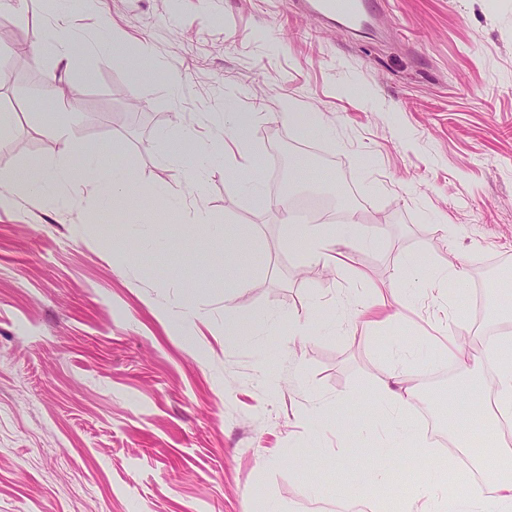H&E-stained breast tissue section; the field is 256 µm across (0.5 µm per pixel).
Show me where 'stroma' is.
Wrapping results in <instances>:
<instances>
[{"instance_id": "35a3bbf8", "label": "stroma", "mask_w": 512, "mask_h": 512, "mask_svg": "<svg viewBox=\"0 0 512 512\" xmlns=\"http://www.w3.org/2000/svg\"><path fill=\"white\" fill-rule=\"evenodd\" d=\"M375 8L362 33L294 0H0V171L70 160L46 132L67 121L155 196L142 226L82 185L0 210V512H336L340 495L397 512L423 488L427 512H456L447 488L470 481L422 413L455 415L448 438L475 446L482 414L458 422L428 386L394 417L376 393L458 369L450 332L491 377L485 335L512 337L497 290L512 279V0ZM63 11L56 36L79 49L66 70L32 51ZM103 28L148 43L144 77L95 49ZM228 94L255 115L258 192L212 162L194 180L163 139L222 146L210 117ZM288 103L322 127L303 132ZM302 162L333 223L379 229L353 268L288 242L272 202ZM413 254L406 295L397 261ZM451 260L463 276L437 280ZM380 307L389 321L365 330ZM230 319L246 337L226 336Z\"/></svg>"}]
</instances>
